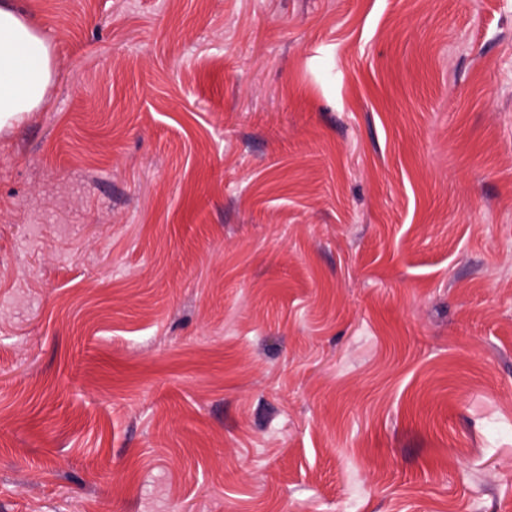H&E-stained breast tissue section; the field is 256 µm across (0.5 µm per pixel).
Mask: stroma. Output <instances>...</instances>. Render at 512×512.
<instances>
[{
    "label": "stroma",
    "mask_w": 512,
    "mask_h": 512,
    "mask_svg": "<svg viewBox=\"0 0 512 512\" xmlns=\"http://www.w3.org/2000/svg\"><path fill=\"white\" fill-rule=\"evenodd\" d=\"M0 512H512V0H24Z\"/></svg>",
    "instance_id": "1"
}]
</instances>
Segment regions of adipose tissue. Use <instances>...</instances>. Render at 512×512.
I'll use <instances>...</instances> for the list:
<instances>
[{
	"label": "adipose tissue",
	"mask_w": 512,
	"mask_h": 512,
	"mask_svg": "<svg viewBox=\"0 0 512 512\" xmlns=\"http://www.w3.org/2000/svg\"><path fill=\"white\" fill-rule=\"evenodd\" d=\"M56 70L49 38L17 0H0V128L46 105Z\"/></svg>",
	"instance_id": "1"
}]
</instances>
